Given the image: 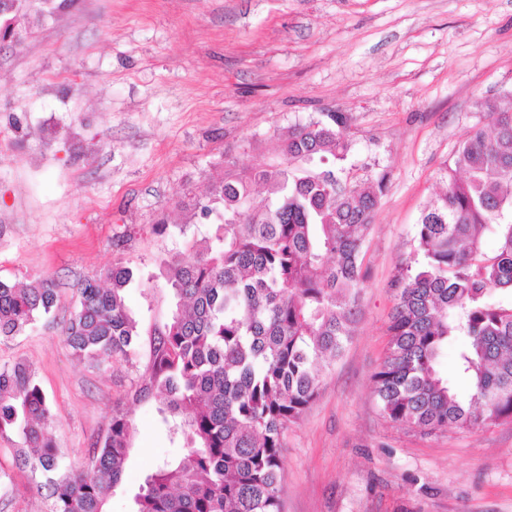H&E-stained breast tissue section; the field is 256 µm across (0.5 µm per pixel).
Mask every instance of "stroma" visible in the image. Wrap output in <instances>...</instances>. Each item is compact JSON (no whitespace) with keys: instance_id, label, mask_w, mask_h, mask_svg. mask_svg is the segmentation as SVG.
Listing matches in <instances>:
<instances>
[{"instance_id":"1","label":"stroma","mask_w":512,"mask_h":512,"mask_svg":"<svg viewBox=\"0 0 512 512\" xmlns=\"http://www.w3.org/2000/svg\"><path fill=\"white\" fill-rule=\"evenodd\" d=\"M0 49V278L55 277V319L0 340L51 401L66 461L84 463L116 410L134 422L106 512H133L157 463L182 455L138 401L150 332L173 305L160 263L214 240L212 182L280 159L278 137L324 112L348 115L358 179L387 174L366 237L357 327L285 436L284 512H512V422L425 434L381 414L373 375L387 355L403 268L421 255L424 209L480 99L512 95V0H54ZM120 264L141 334L132 360H77L62 335L79 281ZM0 437L5 512H47Z\"/></svg>"}]
</instances>
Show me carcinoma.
<instances>
[{
    "label": "carcinoma",
    "mask_w": 512,
    "mask_h": 512,
    "mask_svg": "<svg viewBox=\"0 0 512 512\" xmlns=\"http://www.w3.org/2000/svg\"><path fill=\"white\" fill-rule=\"evenodd\" d=\"M479 106L490 129L462 143L445 189L421 215L422 261L401 279L388 353L374 374L384 417L426 433L512 421V99ZM347 128L345 113L324 112L280 135L287 166L228 170L199 203L203 213L223 206L220 245L205 240L191 260L164 261L175 305L153 332L140 395L161 397L158 412L185 453L146 477L135 512H283V433L353 336L362 245L387 187L385 174L367 185L341 176L352 150ZM131 278L114 266L78 284L62 328L77 359L130 360L140 336L124 296ZM59 301L49 277L34 286L0 279V338ZM453 342L464 395L439 370ZM52 428L32 366H1L0 436L20 438L15 465L41 478L48 512H105L133 445L131 417L112 416L86 466L63 459Z\"/></svg>",
    "instance_id": "carcinoma-1"
}]
</instances>
